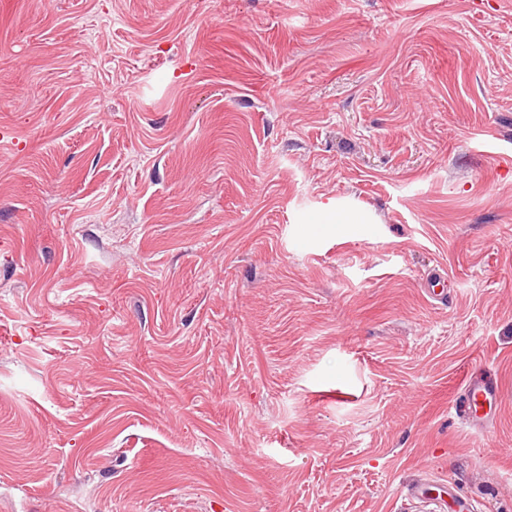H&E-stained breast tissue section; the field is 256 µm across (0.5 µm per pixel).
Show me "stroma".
<instances>
[{
    "mask_svg": "<svg viewBox=\"0 0 512 512\" xmlns=\"http://www.w3.org/2000/svg\"><path fill=\"white\" fill-rule=\"evenodd\" d=\"M418 477L512 512V0H0V512ZM500 384L496 377L483 374L469 375L462 386V394L457 407L464 418L479 425L483 418L485 403H491L499 397Z\"/></svg>",
    "mask_w": 512,
    "mask_h": 512,
    "instance_id": "stroma-1",
    "label": "stroma"
}]
</instances>
